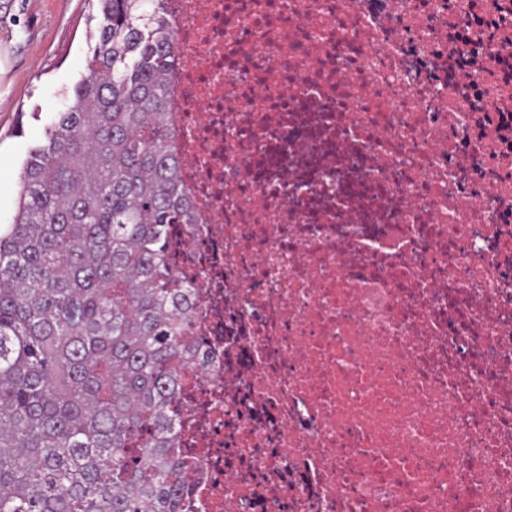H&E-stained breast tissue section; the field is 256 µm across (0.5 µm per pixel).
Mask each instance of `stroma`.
<instances>
[{
  "label": "stroma",
  "instance_id": "35a3bbf8",
  "mask_svg": "<svg viewBox=\"0 0 512 512\" xmlns=\"http://www.w3.org/2000/svg\"><path fill=\"white\" fill-rule=\"evenodd\" d=\"M98 14L96 0H0V224L13 221L29 148L86 75Z\"/></svg>",
  "mask_w": 512,
  "mask_h": 512
}]
</instances>
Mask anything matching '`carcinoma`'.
<instances>
[{"mask_svg": "<svg viewBox=\"0 0 512 512\" xmlns=\"http://www.w3.org/2000/svg\"><path fill=\"white\" fill-rule=\"evenodd\" d=\"M168 0H99L87 76L17 178L0 228V512H181L171 411L201 278L167 258L193 224L172 149Z\"/></svg>", "mask_w": 512, "mask_h": 512, "instance_id": "cac0c4a2", "label": "carcinoma"}]
</instances>
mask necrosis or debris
I'll return each mask as SVG.
<instances>
[{
	"mask_svg": "<svg viewBox=\"0 0 512 512\" xmlns=\"http://www.w3.org/2000/svg\"><path fill=\"white\" fill-rule=\"evenodd\" d=\"M169 8L183 512H512V0Z\"/></svg>",
	"mask_w": 512,
	"mask_h": 512,
	"instance_id": "necrosis-or-debris-1",
	"label": "necrosis or debris"
}]
</instances>
